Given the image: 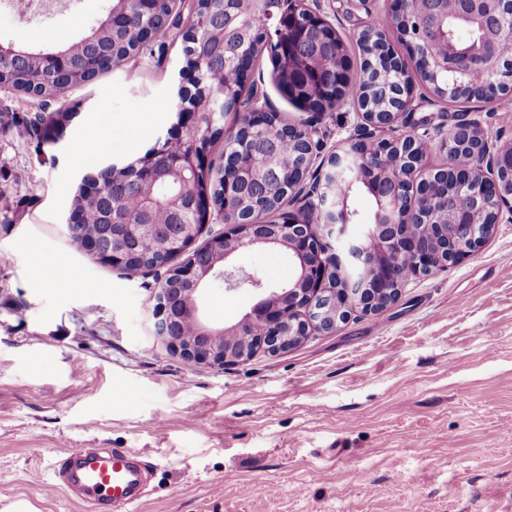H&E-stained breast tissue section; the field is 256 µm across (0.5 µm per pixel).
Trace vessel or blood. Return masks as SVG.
Instances as JSON below:
<instances>
[{"label": "vessel or blood", "mask_w": 512, "mask_h": 512, "mask_svg": "<svg viewBox=\"0 0 512 512\" xmlns=\"http://www.w3.org/2000/svg\"><path fill=\"white\" fill-rule=\"evenodd\" d=\"M57 475L85 498L123 507L137 502L143 467L126 448H78L59 462Z\"/></svg>", "instance_id": "vessel-or-blood-1"}]
</instances>
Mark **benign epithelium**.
Returning <instances> with one entry per match:
<instances>
[{
    "instance_id": "1",
    "label": "benign epithelium",
    "mask_w": 512,
    "mask_h": 512,
    "mask_svg": "<svg viewBox=\"0 0 512 512\" xmlns=\"http://www.w3.org/2000/svg\"><path fill=\"white\" fill-rule=\"evenodd\" d=\"M143 18L153 17L158 0H125ZM239 0H224V32H238L236 25ZM424 33L405 34L409 55L404 58L393 49L386 37L379 38L374 48L365 40V32L357 37L363 63L369 73L399 68L403 75L393 87L385 90L386 108L377 111L370 100L347 99L340 92L341 68H333L328 83L326 106L340 103L353 105L361 123L358 138L346 148L332 152L315 163L310 127L291 125V133H303L306 146L297 153L294 179L283 183L268 178L277 169L274 155L258 157L248 141L238 144L236 156L226 166L224 205L218 207L224 231L210 240L219 259L205 272H200L197 257H192L173 272V280L186 282L191 288H166L157 299V334L183 360L196 364L222 366L247 360L263 351L269 355L286 352L301 345L315 332H333L347 321L354 309L376 313L396 300L392 284L398 280L396 257L408 258L404 279L427 275L456 263L476 252L492 229L480 234L470 215L488 200L497 201L494 215L502 206L512 209V143L496 144L488 133L469 122L457 129L465 137L452 142L436 127L422 133L404 132L390 141L374 135L376 129H394L399 120L411 113L414 78L425 80L432 68L438 67L456 75H465L487 60L499 61L512 48V0H426ZM451 20L471 24L478 22L485 31L480 45L466 48L448 32ZM336 39V32L319 13L299 3L284 13L270 15V26L262 39L261 49L271 52L305 51L323 41ZM439 44L447 48L443 57L432 55L427 47ZM31 52L13 43L0 42V67L22 66ZM40 75L53 82L70 69L69 55L62 51H40ZM512 93V61L491 68L485 85L475 86L470 95L478 99H497ZM230 111L246 118V124L263 130L274 122L277 114L254 100L236 98ZM182 134L198 125L195 109L180 101ZM427 141L445 154L439 169H424L427 153L415 149V143ZM205 151L192 150L175 156L155 155L136 171L134 182L146 192L149 211L164 206L172 211L192 210L193 218L206 214L211 206L208 197L199 198L193 185L204 164ZM443 177L438 201L459 196L452 223L441 224L435 213L421 208L419 200L426 196L434 176ZM337 182L365 185L375 198L378 209L373 228L366 239L354 237L347 197L328 192ZM278 192L290 199H303L296 212H283L275 221L266 220L259 197ZM111 236L108 244L94 239L86 246V254L97 262L119 267L129 260L125 238L149 239L157 226L112 206L104 214ZM403 224H425L427 237H411ZM176 239L188 249L197 239L198 224H173ZM286 248L296 260V273L288 283L269 288L261 279L244 278L242 270L232 264V256L241 247ZM342 271L344 277L330 286L331 273ZM224 281L229 290L248 287L257 293L252 311L230 326L213 327L204 322L199 302L207 279ZM189 321L207 341L198 347L194 341L178 333V327Z\"/></svg>"
}]
</instances>
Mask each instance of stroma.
<instances>
[{"instance_id": "stroma-1", "label": "stroma", "mask_w": 512, "mask_h": 512, "mask_svg": "<svg viewBox=\"0 0 512 512\" xmlns=\"http://www.w3.org/2000/svg\"><path fill=\"white\" fill-rule=\"evenodd\" d=\"M196 0L122 67L51 102L67 113L40 144L0 132V512H98L53 477L75 448H129L146 467L138 503L113 512H512V211L472 256L409 280L393 304L353 312L278 355L190 364L158 338L154 273L129 279L71 241L84 177L129 164L178 131L177 90L193 77L182 34ZM112 0H0V41L27 50L80 39ZM321 16L362 78L350 0ZM245 96L290 124H312L313 151L351 142L349 105L318 112L278 86L273 57L253 63ZM478 121L512 142V110L451 103L416 83L408 121ZM100 146L85 148L87 133ZM233 263L269 287L288 281L287 249L243 248ZM75 281L52 283L59 267ZM254 290L206 284L202 315L238 322Z\"/></svg>"}]
</instances>
